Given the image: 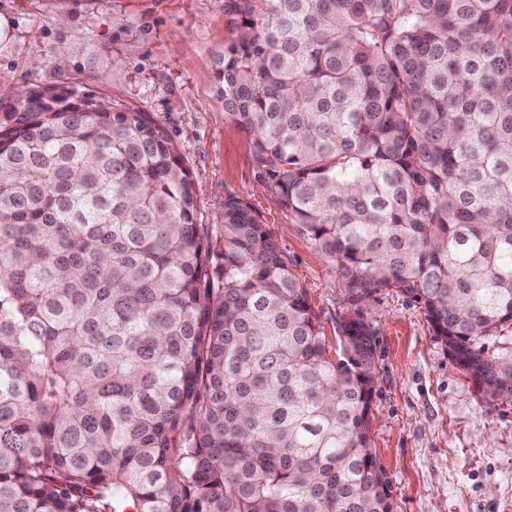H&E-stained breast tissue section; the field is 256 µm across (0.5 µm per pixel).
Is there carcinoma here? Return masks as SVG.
<instances>
[{"instance_id":"1","label":"carcinoma","mask_w":512,"mask_h":512,"mask_svg":"<svg viewBox=\"0 0 512 512\" xmlns=\"http://www.w3.org/2000/svg\"><path fill=\"white\" fill-rule=\"evenodd\" d=\"M224 111L344 292L331 352L248 203L146 112L0 95V512H395L393 289L512 402V0H224Z\"/></svg>"}]
</instances>
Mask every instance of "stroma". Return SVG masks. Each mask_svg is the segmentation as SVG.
Instances as JSON below:
<instances>
[{"mask_svg":"<svg viewBox=\"0 0 512 512\" xmlns=\"http://www.w3.org/2000/svg\"><path fill=\"white\" fill-rule=\"evenodd\" d=\"M224 0H0V92L66 82L164 127L189 168L202 223L224 200L253 207L336 348L343 292L326 257L261 185L245 132L217 92ZM371 437L396 512H512V403L479 395L420 308L376 293Z\"/></svg>","mask_w":512,"mask_h":512,"instance_id":"stroma-1","label":"stroma"}]
</instances>
